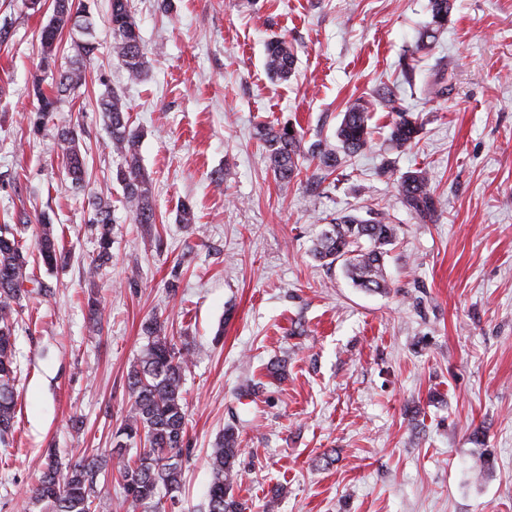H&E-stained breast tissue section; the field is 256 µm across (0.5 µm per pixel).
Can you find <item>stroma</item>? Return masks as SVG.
Instances as JSON below:
<instances>
[{
    "mask_svg": "<svg viewBox=\"0 0 512 512\" xmlns=\"http://www.w3.org/2000/svg\"><path fill=\"white\" fill-rule=\"evenodd\" d=\"M108 2L94 0L86 82L55 115L79 130L90 173L79 192L52 133L32 134L25 120L45 76L49 13L0 0V225L48 213L68 253L38 269L48 291L26 300L17 327L0 512H43L28 489L46 449L68 460L110 447L152 316L194 353L174 512H200L209 453L229 425L243 446L235 492L251 512L276 487V512H512V0H455L423 47L430 0H170L165 10L131 0L148 49L141 82L112 51ZM274 35L297 57L285 81L264 68ZM108 87L144 133L156 223H134L112 181L120 159L97 105ZM385 87L388 104L377 96ZM366 102L369 149L328 178L307 161L292 182L275 181L257 124L332 141L344 112ZM399 109L422 130L396 151L388 134ZM418 167L437 200L427 221L396 193L397 174ZM100 192L112 195V260L91 278L87 197ZM184 201L195 226L176 221ZM369 211L389 212L397 230L386 294L354 288L341 266L312 255L325 224ZM92 293L103 306L97 331ZM276 359L281 380L267 371ZM248 383L260 389L245 397Z\"/></svg>",
    "mask_w": 512,
    "mask_h": 512,
    "instance_id": "1",
    "label": "stroma"
}]
</instances>
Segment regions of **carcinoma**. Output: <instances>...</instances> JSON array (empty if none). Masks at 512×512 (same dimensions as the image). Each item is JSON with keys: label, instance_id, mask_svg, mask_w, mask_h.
<instances>
[{"label": "carcinoma", "instance_id": "carcinoma-1", "mask_svg": "<svg viewBox=\"0 0 512 512\" xmlns=\"http://www.w3.org/2000/svg\"><path fill=\"white\" fill-rule=\"evenodd\" d=\"M51 5L52 15L40 32L44 65H50L65 33L71 39L73 56L70 67L58 73L51 92H44L40 82H35L38 107L27 116L29 130L35 134L44 132L53 113L60 111L62 97L85 83L86 62L97 49L89 0H51ZM108 29L128 79L132 82L144 79L146 53L130 0H110ZM265 64L270 73L281 79L295 71L294 49L285 38L268 42ZM97 104L104 113V130L112 150L123 159L113 180L121 187L124 203L135 223L154 224L156 211L151 182L139 156L142 133L132 126L126 102L117 91L106 89ZM370 120L366 106L351 108L343 115L334 144L319 139L307 146L303 135L298 131L289 133L286 124L278 127L263 124L258 127L257 136L266 149L275 179L289 182L299 175V161L303 158L317 161L318 169L328 176L336 170L340 154L350 156L367 149L371 144ZM419 131L420 124L411 113L399 112L390 126L389 143L397 150L409 147ZM54 140L62 156L65 177L74 188L83 189L87 166L76 127H56ZM397 194L422 220L436 211L431 178L424 168L401 173L397 177ZM88 205L93 210L97 240L96 256L88 266V275L93 279L112 259V203L108 197L95 195L89 198ZM29 221L23 212L18 217L21 226L0 227V446L5 449L10 447L16 424L15 333L24 309L23 301L34 292L46 290V285L35 275V266L41 264L51 270L66 258L52 219L44 213L38 218V258L30 261L23 236ZM394 236L395 225L384 212L368 219L343 215L321 233L314 257L329 267L341 263L355 288L386 292L390 284L384 259ZM144 331L148 343L128 373L130 404L120 424L112 430V448L106 455L85 454L64 468L56 454L48 452L40 475L31 486L32 496L45 505V512H92L97 479L111 467L116 468L123 489L120 506L126 505L132 512H168L175 507V493L182 486L188 417L182 383L193 352L179 344L180 337L170 334L165 322L156 317L145 323ZM138 441L143 443L142 450L129 455L130 445ZM242 453L238 431L232 426L224 428L210 449L213 477L206 512H248V502L233 492Z\"/></svg>", "mask_w": 512, "mask_h": 512}]
</instances>
